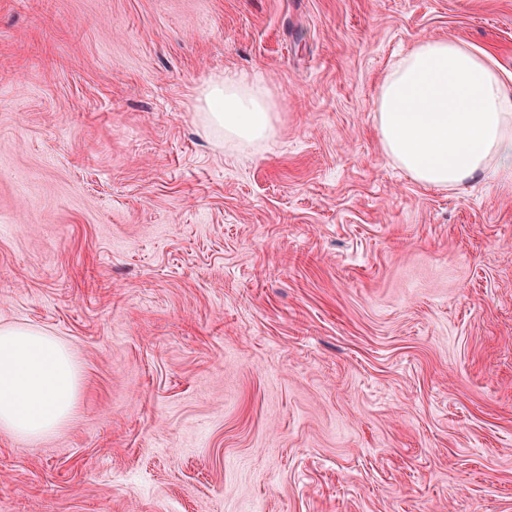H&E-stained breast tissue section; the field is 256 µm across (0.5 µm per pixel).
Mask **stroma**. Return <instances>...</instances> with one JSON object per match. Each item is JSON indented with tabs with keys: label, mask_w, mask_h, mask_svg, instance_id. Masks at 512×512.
<instances>
[{
	"label": "stroma",
	"mask_w": 512,
	"mask_h": 512,
	"mask_svg": "<svg viewBox=\"0 0 512 512\" xmlns=\"http://www.w3.org/2000/svg\"><path fill=\"white\" fill-rule=\"evenodd\" d=\"M448 36L512 76V0H0V325L81 367L0 512H512V186L413 182L372 112ZM223 72L274 142L201 135Z\"/></svg>",
	"instance_id": "1"
}]
</instances>
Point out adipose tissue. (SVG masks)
Wrapping results in <instances>:
<instances>
[{"label":"adipose tissue","mask_w":512,"mask_h":512,"mask_svg":"<svg viewBox=\"0 0 512 512\" xmlns=\"http://www.w3.org/2000/svg\"><path fill=\"white\" fill-rule=\"evenodd\" d=\"M199 129L240 149L276 137L275 103L261 83L232 74L196 91ZM380 145L416 183L457 190L477 178L512 180V84L496 62L454 37L425 39L389 66L374 100ZM80 371L46 331L0 326V429L37 441L73 413Z\"/></svg>","instance_id":"obj_1"}]
</instances>
